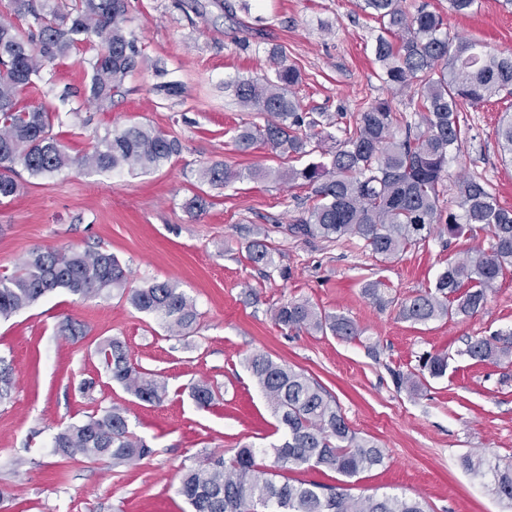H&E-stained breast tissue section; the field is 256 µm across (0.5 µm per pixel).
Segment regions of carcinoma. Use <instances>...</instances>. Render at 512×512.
<instances>
[{
    "instance_id": "carcinoma-1",
    "label": "carcinoma",
    "mask_w": 512,
    "mask_h": 512,
    "mask_svg": "<svg viewBox=\"0 0 512 512\" xmlns=\"http://www.w3.org/2000/svg\"><path fill=\"white\" fill-rule=\"evenodd\" d=\"M19 24L0 22V199L19 191L15 165L32 177H45L72 166L99 171L146 173L180 152L175 139L144 125H131L96 139L92 150L71 156L52 134L51 106L21 104L20 94L36 91L45 64L68 56L80 45L95 50L90 62L89 99L112 102L125 80L142 63L136 39L128 31V0H73L59 11L51 0H11ZM359 8L375 18L381 34L373 46L377 76L397 90L410 91L414 115H397L385 99L374 100L355 124L344 128V139L320 130L322 121L301 111L295 96L300 72L286 64L283 50L269 56L274 71L262 80L234 79L227 84L238 103L263 119L243 125L236 143L246 151L261 144L278 157L306 156L317 140L323 160L300 169H233L214 164L201 176L212 185L237 180L302 181L311 187L313 204L292 225L303 237L339 240L358 237L384 261L398 259L426 240L434 225L450 237L482 236L487 247L461 259H450L432 286L399 304L406 321L470 317L484 309L499 278L512 268V209L502 207L487 183L463 178L457 211L443 217L440 197L448 174V158L460 151L465 131L459 120L462 104L478 105L502 92L512 94V52L491 53L477 42L450 35L442 15L427 0L411 12L403 0H360ZM33 22L23 26L27 18ZM501 153L512 161V114L496 130ZM251 262L274 264L262 241L247 246ZM370 281L365 293L385 308L393 300ZM65 289L81 300L120 290L138 311L159 317L172 333L197 319L192 300L169 281L129 287L126 268L102 251L40 247L31 251L11 274L0 275V318L29 307L45 294ZM285 329H313L342 338L362 334L344 315H326L307 300H290L274 312ZM112 381L138 400L153 404L167 394L166 382L139 371L118 338L98 348ZM459 355L471 360L512 363V328L467 339ZM252 378L284 432L272 447V460L257 462V449L243 445L230 459L205 455L186 468L178 494L191 512H426L416 498L403 495L354 496L347 480L384 466L386 453L374 441L357 435L336 401L304 373L264 353L245 357ZM448 370V355L427 353L416 372L397 373L398 387L421 391L427 378ZM55 452L64 458H109L114 465H136L152 454L146 441L129 427L126 410L112 406L67 426L54 437ZM464 468L475 477H492L495 493L512 501V465L500 466L466 456ZM316 470L343 477L341 484L292 478Z\"/></svg>"
}]
</instances>
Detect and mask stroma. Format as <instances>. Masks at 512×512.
I'll use <instances>...</instances> for the list:
<instances>
[{
	"label": "stroma",
	"instance_id": "35a3bbf8",
	"mask_svg": "<svg viewBox=\"0 0 512 512\" xmlns=\"http://www.w3.org/2000/svg\"><path fill=\"white\" fill-rule=\"evenodd\" d=\"M430 3L451 33L490 52H512V9L502 0H478L467 16L450 10L448 0ZM129 15L143 63L112 104L87 98L91 48L45 66L43 97L57 112L53 132L73 156L95 137L133 124L165 132L182 149L137 175L72 167L33 178L18 170L19 192L0 201V273H12L41 246L105 251L128 268L131 286L177 284L198 319L176 335L119 291L83 301L63 289L0 319V356L12 368L10 392L0 400V512H190L177 493L183 467L207 453L229 458L242 445L268 450L281 440L244 363L254 351L318 382L351 428L384 448L385 466L353 478L352 495L416 497L429 512H512L490 479L461 464L469 454L512 462V364L460 355L467 337L512 328V271L469 318L416 325L396 307L483 240L436 231L388 262L356 237L292 234L291 224L310 204L306 187L199 179L202 167L216 163L302 166V159L279 158L260 145L240 152L234 139L255 116L224 83L269 74L275 44L301 73L295 93L302 111L322 113L333 135L341 133L338 115L354 120L378 98L409 112L408 92L389 90L375 75V19L357 0H129ZM167 81L180 82L182 95L157 93ZM40 98L25 94L21 101L34 106ZM511 110L512 95L504 93L462 113L468 130L448 161L443 210L455 209L464 176L484 180L501 206L512 208V163L495 136ZM196 195L207 202L198 214L184 207ZM254 240L270 247L272 266L249 261ZM371 280L384 284L392 306L379 308L365 294ZM292 299L350 317L361 336L281 328L273 312ZM112 337L126 344L135 367L165 379L161 403L141 402L112 382L96 351ZM427 351L449 355L446 374L415 395L399 389L395 373L416 370ZM86 380L94 386L84 393ZM201 383L214 392L206 406L190 396ZM113 405L126 409L132 431L151 445L150 457L115 466L54 453L56 433Z\"/></svg>",
	"mask_w": 512,
	"mask_h": 512
}]
</instances>
